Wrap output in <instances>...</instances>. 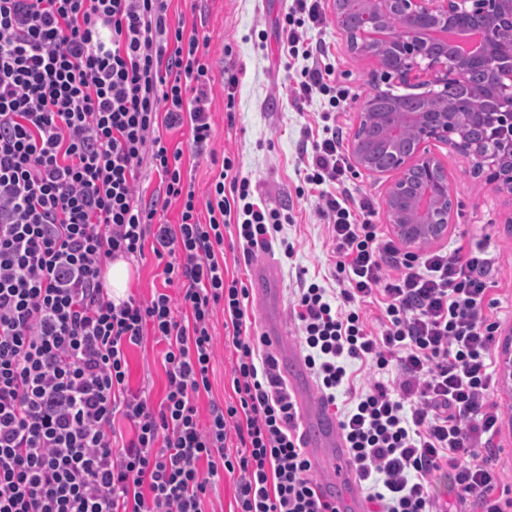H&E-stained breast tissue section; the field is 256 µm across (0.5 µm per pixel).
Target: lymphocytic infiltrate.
<instances>
[{"mask_svg":"<svg viewBox=\"0 0 512 512\" xmlns=\"http://www.w3.org/2000/svg\"><path fill=\"white\" fill-rule=\"evenodd\" d=\"M169 0H0V512H206L236 476L237 512H337L320 494L274 356L246 324L249 291L224 252L268 249L287 213L255 203L234 158L206 196L165 132L188 127L209 152L208 41L172 28ZM321 0H293L279 40L304 65L297 107L323 104L321 138L300 144L336 256L335 287L299 283L291 317L324 407L333 409L371 512H512L496 467L494 401L502 319L485 254L408 252L346 186L333 120ZM151 167L152 193L137 184ZM178 205L177 223L156 222ZM232 241H225V230ZM162 264L148 298L114 300L108 262ZM233 348L231 401L210 392L213 319ZM165 345L159 402L130 386L127 351ZM374 374L353 387L352 362ZM349 398L338 404L340 388ZM133 434L121 440L115 418ZM237 452H229L230 441Z\"/></svg>","mask_w":512,"mask_h":512,"instance_id":"obj_1","label":"lymphocytic infiltrate"}]
</instances>
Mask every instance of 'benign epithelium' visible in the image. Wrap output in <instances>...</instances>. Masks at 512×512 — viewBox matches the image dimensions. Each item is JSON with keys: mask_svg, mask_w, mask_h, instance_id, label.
<instances>
[{"mask_svg": "<svg viewBox=\"0 0 512 512\" xmlns=\"http://www.w3.org/2000/svg\"><path fill=\"white\" fill-rule=\"evenodd\" d=\"M363 6L362 26L347 36L351 49L376 57L380 71L374 80L367 107L359 113L350 156L355 168L378 174L361 145V133L372 124L388 127L394 136L408 131V147L397 151L387 171L399 177L385 201L387 223L402 243L415 247L438 240L448 232L452 198L448 179L440 163L428 155L425 143L440 140L470 158L473 169L495 189L512 195V0H359ZM385 5L407 21L402 32H388L378 25L380 12L373 5ZM481 32L483 45H498L508 60H494L482 52L475 58L493 62L500 70L498 86L474 106L466 70L471 60L448 49V42L432 36L452 29ZM426 75L432 80L422 81ZM426 88L418 94L415 112H376L382 86L394 83ZM438 172L425 195V206L415 216L397 202L415 191L414 173Z\"/></svg>", "mask_w": 512, "mask_h": 512, "instance_id": "benign-epithelium-1", "label": "benign epithelium"}]
</instances>
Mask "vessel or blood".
Segmentation results:
<instances>
[{
  "label": "vessel or blood",
  "mask_w": 512,
  "mask_h": 512,
  "mask_svg": "<svg viewBox=\"0 0 512 512\" xmlns=\"http://www.w3.org/2000/svg\"><path fill=\"white\" fill-rule=\"evenodd\" d=\"M253 279L262 336L266 345L277 353L288 379V388L298 404L303 446L312 467L320 476V490L335 500L339 512H365V504L349 464L346 442L335 420L313 400L314 383L297 345L266 310V298L276 293L274 285L279 279L278 272L259 260L253 266Z\"/></svg>",
  "instance_id": "1"
}]
</instances>
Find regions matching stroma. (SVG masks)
<instances>
[{
  "label": "stroma",
  "instance_id": "1",
  "mask_svg": "<svg viewBox=\"0 0 512 512\" xmlns=\"http://www.w3.org/2000/svg\"><path fill=\"white\" fill-rule=\"evenodd\" d=\"M291 0H172V21L182 22L185 33L209 38V62L213 82L209 108L214 128L216 153L234 156L244 175L256 183L263 201L269 206L287 209L289 221L280 232L294 247L292 258L280 250L270 259L280 273L282 294L277 310L279 321L288 333L297 329L290 315V288L298 276L334 287L332 278L336 258L327 242L325 226L316 213V200L305 191L300 176L303 168L298 145L304 136L322 132L319 102L297 110L289 95L303 61L284 52L278 30ZM322 38L334 66L333 77L353 101L336 115V126L344 141H351L364 101L373 90V78L379 69L377 58L351 53L346 38L328 15ZM237 84L234 109H227L224 85ZM171 147L181 148L185 177L193 179L198 195H205L215 167L210 158L195 157L188 129L169 132ZM427 148L445 168L448 187L455 200L448 234L435 241V248L463 247L482 249L496 264L493 291L497 312L504 323L499 340L512 338V195L496 191L473 174L471 161L440 141ZM349 189L354 198L371 199L377 209L376 223H385V201L397 179L396 173L349 172ZM216 356L211 374V391L201 395L200 410L210 402H224L230 393L233 356L224 333V318L214 319ZM163 344L146 337L142 346L128 354L130 385L150 391L160 399L166 386Z\"/></svg>",
  "mask_w": 512,
  "mask_h": 512
}]
</instances>
